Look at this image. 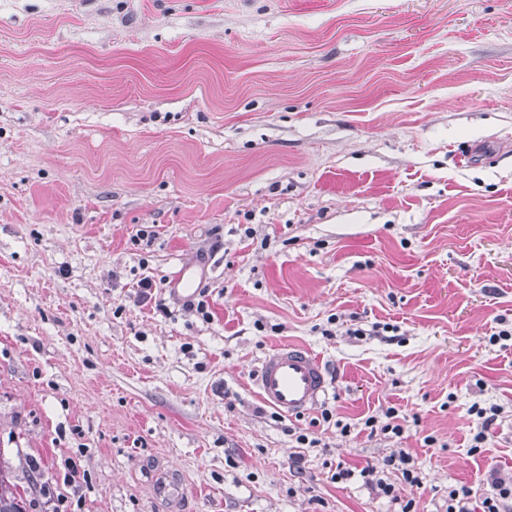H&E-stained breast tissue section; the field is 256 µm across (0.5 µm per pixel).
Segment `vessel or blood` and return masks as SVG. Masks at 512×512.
Segmentation results:
<instances>
[{"label":"vessel or blood","mask_w":512,"mask_h":512,"mask_svg":"<svg viewBox=\"0 0 512 512\" xmlns=\"http://www.w3.org/2000/svg\"><path fill=\"white\" fill-rule=\"evenodd\" d=\"M203 276L199 264L183 265L174 275V286L186 296H193ZM257 385L259 396L266 404L290 417L309 412L329 394L321 360L308 348L298 345L281 346L269 353L259 367ZM154 481L160 496L179 502L181 482L176 474L161 473Z\"/></svg>","instance_id":"1"}]
</instances>
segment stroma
Returning <instances> with one entry per match:
<instances>
[{
    "label": "stroma",
    "instance_id": "stroma-1",
    "mask_svg": "<svg viewBox=\"0 0 512 512\" xmlns=\"http://www.w3.org/2000/svg\"><path fill=\"white\" fill-rule=\"evenodd\" d=\"M285 344L331 380L293 418L257 395ZM475 403L502 409L477 452ZM395 448L414 512L512 473V0H0V456L30 512H166L158 468L182 512H394L334 474ZM203 276L204 270L199 264L189 263L177 270L173 283L186 297H192L200 288ZM382 416L384 420H379V417L376 416H370L365 420L364 425L370 428V434L374 435V433L378 431L384 434L391 432L394 435L402 433V425L394 422V420L397 419V412L394 408L386 409ZM157 492L160 496L166 497L170 502L176 504L182 497L181 482L174 473H161L155 476Z\"/></svg>",
    "mask_w": 512,
    "mask_h": 512
}]
</instances>
